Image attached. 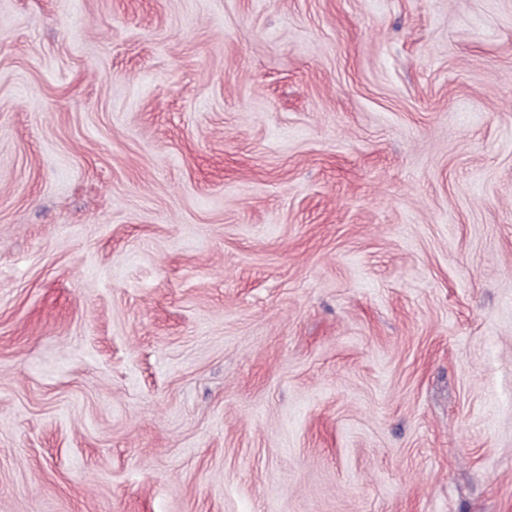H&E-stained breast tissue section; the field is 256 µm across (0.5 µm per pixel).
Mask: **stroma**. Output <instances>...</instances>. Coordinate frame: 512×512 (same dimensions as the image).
Returning <instances> with one entry per match:
<instances>
[{
    "mask_svg": "<svg viewBox=\"0 0 512 512\" xmlns=\"http://www.w3.org/2000/svg\"><path fill=\"white\" fill-rule=\"evenodd\" d=\"M0 512H512V0H0Z\"/></svg>",
    "mask_w": 512,
    "mask_h": 512,
    "instance_id": "1",
    "label": "stroma"
}]
</instances>
